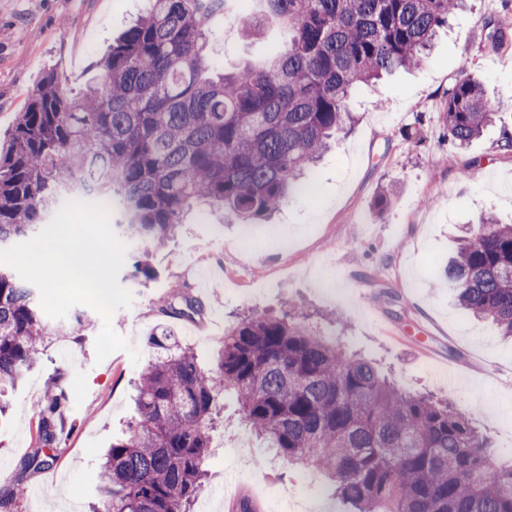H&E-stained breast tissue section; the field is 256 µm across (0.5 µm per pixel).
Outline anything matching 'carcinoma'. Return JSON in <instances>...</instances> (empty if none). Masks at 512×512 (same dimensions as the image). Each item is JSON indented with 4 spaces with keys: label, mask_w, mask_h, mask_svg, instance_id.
<instances>
[{
    "label": "carcinoma",
    "mask_w": 512,
    "mask_h": 512,
    "mask_svg": "<svg viewBox=\"0 0 512 512\" xmlns=\"http://www.w3.org/2000/svg\"><path fill=\"white\" fill-rule=\"evenodd\" d=\"M463 0H252L246 29L275 45L219 72L206 33L237 0H149L72 94L51 73L29 92L0 146V247L32 236L70 199H107L124 235L164 244L207 201L245 222L301 188L330 140L354 127L360 83L427 62L437 30ZM504 113L463 75L442 112L458 148ZM468 314L512 336V224L480 217L444 268ZM93 327L76 314L49 325L37 289L0 268V397L41 361L48 336ZM141 372L136 417L112 440L92 512H192L207 481L224 395L289 464L332 482L352 512H512V463L449 403L399 388L346 347L286 317L251 312L224 327L213 361L161 332ZM38 414L37 441L65 429L61 375Z\"/></svg>",
    "instance_id": "carcinoma-1"
}]
</instances>
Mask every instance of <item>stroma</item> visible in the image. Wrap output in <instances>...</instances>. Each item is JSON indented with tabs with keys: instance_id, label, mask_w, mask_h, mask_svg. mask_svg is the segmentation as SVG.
<instances>
[{
	"instance_id": "1",
	"label": "stroma",
	"mask_w": 512,
	"mask_h": 512,
	"mask_svg": "<svg viewBox=\"0 0 512 512\" xmlns=\"http://www.w3.org/2000/svg\"><path fill=\"white\" fill-rule=\"evenodd\" d=\"M144 9L145 0H0V141L44 73L83 91L99 58ZM494 24L503 27L499 47L490 37ZM267 45V37L230 21L211 36L207 53L231 73ZM465 72L482 81L491 104L512 98V0H467L426 65L361 85L351 106L361 117L355 132L312 170V193L291 197L270 221L247 228L204 202L164 246L128 245L118 280L134 302L114 313L112 327L140 358L117 351L99 363L95 334L48 337L0 422V499H13L12 512H64L72 502L86 512L100 457L132 416L134 386L154 358L152 332L165 328L205 360L225 326L255 310L320 331L405 390L449 400L487 434L499 462H512V340L463 315L435 267L481 215L512 224V153L499 148L502 125L460 149L440 119L448 89ZM385 187L394 198L379 214L373 203ZM139 261L153 278L137 273ZM358 280L372 284L369 295H360ZM180 293L197 312L163 315L161 306ZM57 371L72 429L48 465L35 468L28 460L38 448L37 411ZM206 468L207 489H234L262 512L283 491L315 503L316 512L345 509L324 476L269 462L229 394Z\"/></svg>"
}]
</instances>
